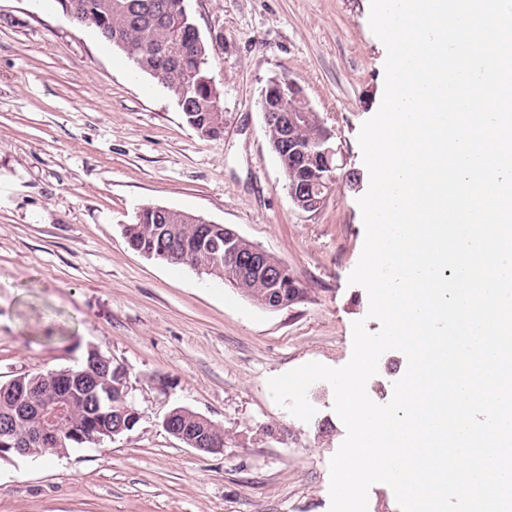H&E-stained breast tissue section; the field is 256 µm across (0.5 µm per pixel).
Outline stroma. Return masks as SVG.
<instances>
[{"label":"stroma","mask_w":512,"mask_h":512,"mask_svg":"<svg viewBox=\"0 0 512 512\" xmlns=\"http://www.w3.org/2000/svg\"><path fill=\"white\" fill-rule=\"evenodd\" d=\"M211 46L224 134L201 138L154 78L58 0H0V381L72 365L94 345L123 365L142 418L98 446L0 461V512H329L328 462L346 436L324 381L303 422L268 380L305 363L345 365L366 290L369 172L358 134L384 87L370 0H185ZM297 82L356 186L326 205L291 201L260 108L272 76ZM162 205L234 229L286 264L305 296L265 310L223 280L132 251L122 234ZM378 363L374 402L405 372ZM168 378L159 391L152 375ZM185 407L224 428L207 454L168 434Z\"/></svg>","instance_id":"35a3bbf8"}]
</instances>
